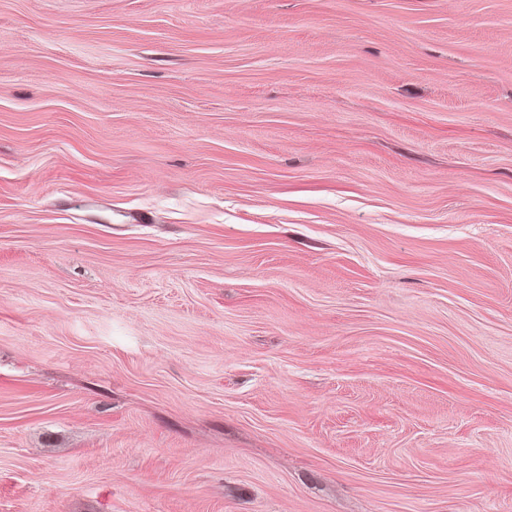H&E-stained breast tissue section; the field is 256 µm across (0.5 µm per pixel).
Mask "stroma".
<instances>
[{"label": "stroma", "mask_w": 512, "mask_h": 512, "mask_svg": "<svg viewBox=\"0 0 512 512\" xmlns=\"http://www.w3.org/2000/svg\"><path fill=\"white\" fill-rule=\"evenodd\" d=\"M0 512H512V0H0Z\"/></svg>", "instance_id": "1"}]
</instances>
